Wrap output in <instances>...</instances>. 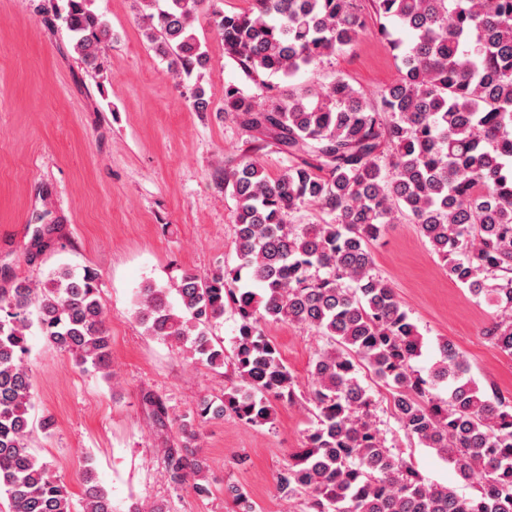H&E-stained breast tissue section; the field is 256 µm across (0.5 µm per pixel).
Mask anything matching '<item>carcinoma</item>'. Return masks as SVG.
Wrapping results in <instances>:
<instances>
[{"instance_id": "carcinoma-1", "label": "carcinoma", "mask_w": 512, "mask_h": 512, "mask_svg": "<svg viewBox=\"0 0 512 512\" xmlns=\"http://www.w3.org/2000/svg\"><path fill=\"white\" fill-rule=\"evenodd\" d=\"M62 21L78 60L95 70L112 28L95 0H62ZM141 26L177 78L202 75L208 55L194 31L210 10L224 55L258 88L267 78L315 69L366 31L360 0H251L227 14L220 0H136ZM374 14L410 36L399 77L375 101L342 77L319 91L288 87L260 100L229 84L224 112L241 128L272 139L292 158L277 176L256 159L224 172L235 202L237 264L187 269L167 286L139 291L137 318L148 335L190 342L194 359L224 365L210 327L233 307L237 383L196 415H231L252 426L273 423L279 406L311 405L303 446L279 471L288 500L305 512H512V404L471 377L454 344H438L425 372L413 361L422 338L395 292L374 272L372 247L398 217L418 225L448 278L495 307L484 335L512 357V0H371ZM315 205L320 224L291 217ZM176 295L177 303L170 301ZM311 329L323 341L311 362L307 395L265 326ZM73 364L106 369L111 337L99 277L61 267L39 283L0 289V493L9 512H72L70 494L30 438L35 382L28 336ZM367 375L391 396L407 436L434 448L476 493L428 482L385 445ZM447 387L446 396L435 393ZM165 451L175 482L210 492L207 465L193 451L199 433L177 427ZM83 512H114L92 458L82 472Z\"/></svg>"}]
</instances>
